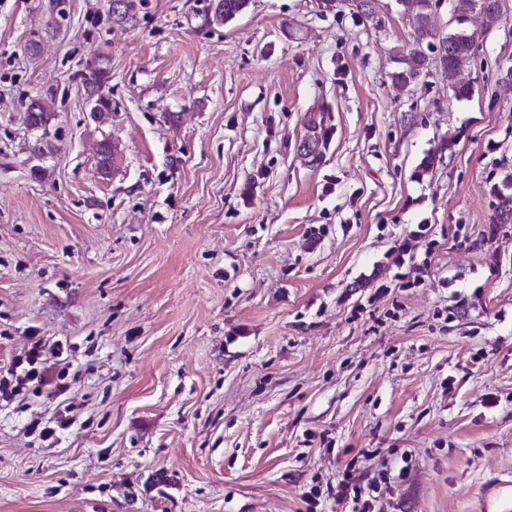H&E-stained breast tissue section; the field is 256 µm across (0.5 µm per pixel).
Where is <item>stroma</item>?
<instances>
[{"instance_id": "1", "label": "stroma", "mask_w": 512, "mask_h": 512, "mask_svg": "<svg viewBox=\"0 0 512 512\" xmlns=\"http://www.w3.org/2000/svg\"><path fill=\"white\" fill-rule=\"evenodd\" d=\"M133 3L0 0V366L33 331L71 385L0 408V512H346V470L377 512H512V0L402 91L397 0ZM250 0H211L206 21L228 23L249 5ZM102 65L103 63L90 65L81 73L82 83L94 103L91 109L93 118L99 125L112 118V100L100 93L109 78L108 69ZM501 186L494 185L491 189V194L494 198L493 201V215L491 223L494 224H512V174H505L502 179ZM503 194L508 196L510 205L503 201Z\"/></svg>"}]
</instances>
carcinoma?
Returning <instances> with one entry per match:
<instances>
[{"mask_svg": "<svg viewBox=\"0 0 512 512\" xmlns=\"http://www.w3.org/2000/svg\"><path fill=\"white\" fill-rule=\"evenodd\" d=\"M250 0H211L206 21L228 23L249 5ZM402 12L413 16L415 47L400 53L393 58L395 70L391 74L394 87L404 90L418 81L421 75L428 70L430 58L424 54V46L430 44L434 32L429 28V19L434 0H398ZM453 15L456 27L444 35L448 39V55L443 60V67L455 70L461 64L475 56L479 49L476 34L471 32L466 24L469 18L477 15L481 19L484 31L488 32L499 26L502 14L494 7V0H453ZM82 83L85 86L94 107L91 112L98 124L112 119V100L101 93L108 80V69L102 64H93L81 73ZM51 119V106L42 99H36V106L31 113V125L44 127ZM114 148L108 138L99 143L98 165L106 172L112 164ZM491 194L493 201V224H512V174H505L501 185L493 186Z\"/></svg>", "mask_w": 512, "mask_h": 512, "instance_id": "obj_1", "label": "carcinoma"}]
</instances>
